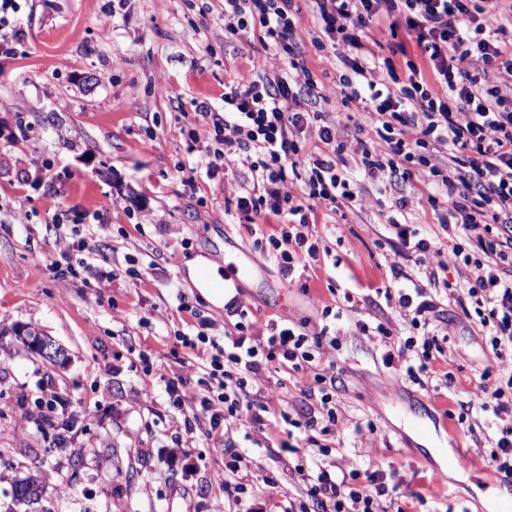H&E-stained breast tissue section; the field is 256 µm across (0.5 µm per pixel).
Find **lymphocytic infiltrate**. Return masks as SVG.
Returning a JSON list of instances; mask_svg holds the SVG:
<instances>
[{
    "instance_id": "obj_1",
    "label": "lymphocytic infiltrate",
    "mask_w": 512,
    "mask_h": 512,
    "mask_svg": "<svg viewBox=\"0 0 512 512\" xmlns=\"http://www.w3.org/2000/svg\"><path fill=\"white\" fill-rule=\"evenodd\" d=\"M298 0H224V34L239 38L261 29L265 46L286 57L289 74L257 61L254 73L239 78L224 93V110L201 105L222 150L223 165L246 164L250 181L234 194L240 223L255 230L258 216L283 223L269 242L284 276L319 255L318 205L361 203L363 183L387 184L413 176L432 177L446 198L439 213L452 244L447 263L459 272L455 300L474 305L478 331L487 336L495 358L512 362V11L505 0H308L317 31L301 34ZM379 35H371V24ZM406 34L421 51L398 73L384 56V38ZM315 51L332 49L339 82H366L367 124L385 144L347 142L346 128L331 113L318 110L323 94L296 58L302 43ZM319 150L306 152L309 140ZM446 152L447 170L431 164L430 153ZM472 253H465L464 245ZM426 287L399 291V314L415 331L398 351H386L385 364L400 363L411 382L434 373L443 355L439 332L436 275ZM182 346L207 347L203 367L213 396L196 397L183 375L168 378L166 391L177 406L198 401L209 417L206 439L231 424L263 426L267 407L251 399L248 377L273 368L312 373L324 389L317 407L281 413L277 423L283 451L305 458L298 474L312 502L311 512H388L384 501L403 497L397 474L388 480L367 475L354 489L345 471L330 472L318 462L326 450L322 436L340 425L336 411V362L322 363L296 326L253 330L236 323L223 339L197 333L181 336ZM481 396L504 419L490 459L497 471L512 474V370L495 383H479Z\"/></svg>"
}]
</instances>
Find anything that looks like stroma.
<instances>
[{"mask_svg": "<svg viewBox=\"0 0 512 512\" xmlns=\"http://www.w3.org/2000/svg\"><path fill=\"white\" fill-rule=\"evenodd\" d=\"M21 33L10 54L0 52V512H286L301 507L297 461L285 454L273 427L231 426L226 438L253 461L239 500L203 488L224 470V452L203 436L188 439L172 427L176 410L164 381L186 371L200 380L201 354L181 346L197 318L210 335L237 322L323 325L337 329L330 357L342 368L336 406L346 426L330 436V460L356 473L397 472L406 491L404 512H494L484 473L497 419L483 410L476 387L485 370L500 369L484 336L440 291L447 359L416 384L399 365L383 362L380 337L359 335L356 321L412 330L383 290L409 285L423 267H435L448 234L419 179L389 189L363 184L364 202L335 212L318 207V231L329 252L297 268L295 285L275 261L268 241L278 218L258 217L250 234L224 196L249 180L244 166L208 173L200 129V102L224 109L227 84L273 57L259 33L224 37V0H17L9 12ZM411 200L397 211L396 197ZM105 223H58L61 213L93 212L104 200ZM28 221L12 223L17 210ZM430 241L422 262L398 258L390 220ZM98 242L115 276L95 290L63 276L57 260L69 250L87 260L80 242ZM247 264L251 278L228 284L232 307L203 299L188 277L189 260ZM404 276L393 279L392 264ZM131 268L142 278L128 276ZM352 292L354 311L340 318ZM28 325L67 352L49 366L11 336ZM149 362H142V355ZM155 382L146 385L143 368ZM316 384L310 373L267 370L250 391L270 418L305 406ZM56 392L72 442L60 450L56 432L34 414ZM373 432L356 433L355 424ZM464 451L479 466H449ZM34 477L38 503H13L11 488ZM281 493L266 495L267 478Z\"/></svg>", "mask_w": 512, "mask_h": 512, "instance_id": "35a3bbf8", "label": "stroma"}]
</instances>
